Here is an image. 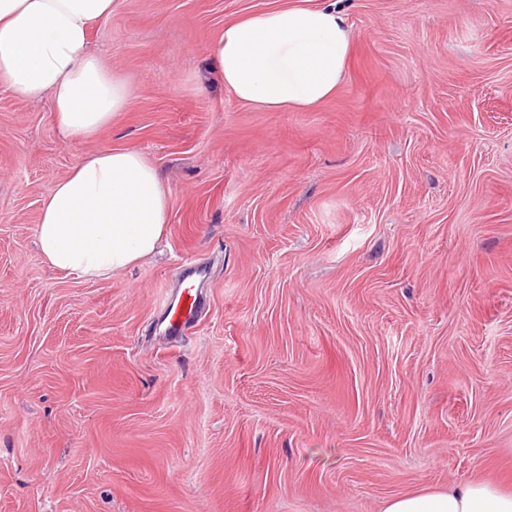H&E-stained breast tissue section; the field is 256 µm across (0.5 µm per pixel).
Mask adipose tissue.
Returning <instances> with one entry per match:
<instances>
[{"label":"adipose tissue","instance_id":"obj_1","mask_svg":"<svg viewBox=\"0 0 512 512\" xmlns=\"http://www.w3.org/2000/svg\"><path fill=\"white\" fill-rule=\"evenodd\" d=\"M124 0H0V84L28 100L49 98L70 143L95 138L131 105L127 82L89 49L101 19ZM353 33L341 10L307 0L225 25L211 47L215 69L239 100L266 112H303L344 80ZM171 191L133 148L85 157L45 197L37 243L50 267L107 279L157 251ZM382 512H512V492L474 478L445 490L419 489Z\"/></svg>","mask_w":512,"mask_h":512}]
</instances>
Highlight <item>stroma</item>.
Wrapping results in <instances>:
<instances>
[{"instance_id": "35a3bbf8", "label": "stroma", "mask_w": 512, "mask_h": 512, "mask_svg": "<svg viewBox=\"0 0 512 512\" xmlns=\"http://www.w3.org/2000/svg\"><path fill=\"white\" fill-rule=\"evenodd\" d=\"M282 0H126L91 50L132 105L68 143L0 85V512H381L512 488V0H335L336 95L238 101L208 48ZM135 148L171 189L160 250L48 268L43 198ZM207 268L187 336L159 335ZM382 512H512V492L474 478L448 490L424 488L396 494L385 501Z\"/></svg>"}]
</instances>
